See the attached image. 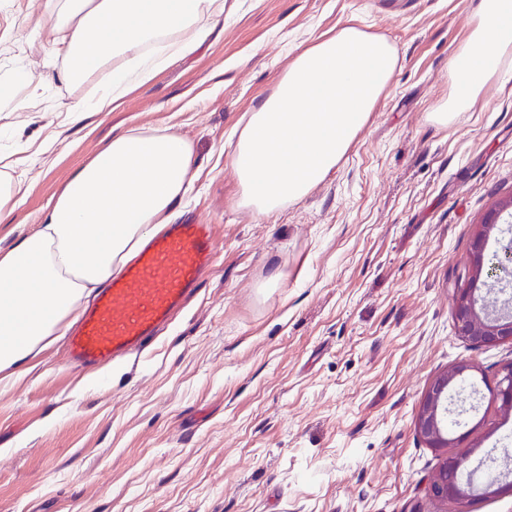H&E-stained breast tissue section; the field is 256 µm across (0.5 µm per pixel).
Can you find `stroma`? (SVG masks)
Wrapping results in <instances>:
<instances>
[{"label": "stroma", "instance_id": "35a3bbf8", "mask_svg": "<svg viewBox=\"0 0 512 512\" xmlns=\"http://www.w3.org/2000/svg\"><path fill=\"white\" fill-rule=\"evenodd\" d=\"M45 0H0V157L54 138L13 170L22 204L0 253L32 232L71 171L112 135L169 127L194 148L178 220L213 225L214 263L139 358L66 372L65 337L0 373V512H512V493L431 500L439 465L414 416L432 381L472 364L479 403L456 453L512 452V413L487 383L512 345L456 333L476 227L512 199V53L471 111L429 114L479 0H226L224 27L111 112L68 124L91 95L56 80ZM397 51L349 152L305 198L267 216L237 205L234 132L297 53L345 26Z\"/></svg>", "mask_w": 512, "mask_h": 512}]
</instances>
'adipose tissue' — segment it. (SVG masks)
I'll use <instances>...</instances> for the list:
<instances>
[{
	"instance_id": "1",
	"label": "adipose tissue",
	"mask_w": 512,
	"mask_h": 512,
	"mask_svg": "<svg viewBox=\"0 0 512 512\" xmlns=\"http://www.w3.org/2000/svg\"><path fill=\"white\" fill-rule=\"evenodd\" d=\"M46 39L64 84L110 77L66 108L68 122L108 112L152 78L144 47L190 54L224 18V0H46ZM512 51V0H480L476 25L450 59L451 94L431 113L445 126L470 111ZM384 38L347 26L299 52L239 130L232 164L240 203L262 216L306 197L349 151L396 66ZM193 149L169 129L114 136L72 172L38 228L0 255V371L72 327L81 300L141 241L170 223L192 178Z\"/></svg>"
}]
</instances>
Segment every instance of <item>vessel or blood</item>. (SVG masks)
<instances>
[{
  "label": "vessel or blood",
  "mask_w": 512,
  "mask_h": 512,
  "mask_svg": "<svg viewBox=\"0 0 512 512\" xmlns=\"http://www.w3.org/2000/svg\"><path fill=\"white\" fill-rule=\"evenodd\" d=\"M213 227L174 223L148 238L103 288L68 338L70 369L141 352L181 305L214 256Z\"/></svg>",
  "instance_id": "obj_1"
}]
</instances>
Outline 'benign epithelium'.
Here are the masks:
<instances>
[{"instance_id": "7a95c632", "label": "benign epithelium", "mask_w": 512, "mask_h": 512, "mask_svg": "<svg viewBox=\"0 0 512 512\" xmlns=\"http://www.w3.org/2000/svg\"><path fill=\"white\" fill-rule=\"evenodd\" d=\"M512 214V200L502 208L491 212L476 232L472 247V270L475 277L486 275L492 282L509 288L512 278L500 277L505 267L512 266V247L501 249L500 262H491L492 255L487 252V244L491 236L503 241V233L499 218L503 212ZM454 320L458 334L476 347H492L499 344H512V310L501 309L492 311L478 302L473 289L458 290L454 307ZM471 365L460 361L448 371L437 376L425 392L418 412L414 419L416 434L426 446L439 450L449 448L453 439L449 438L446 426L449 387L457 381L465 380ZM493 397L500 402L501 409L512 412V363L503 364L496 375V382L491 389ZM470 455L446 454L432 475L427 485V496L437 501H458L467 497V491L461 489L457 474L468 466Z\"/></svg>"}]
</instances>
